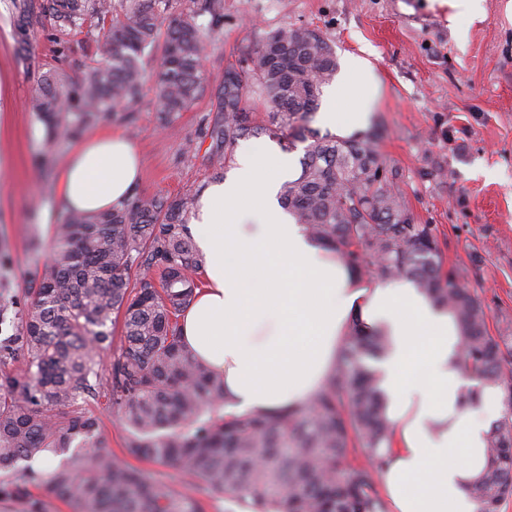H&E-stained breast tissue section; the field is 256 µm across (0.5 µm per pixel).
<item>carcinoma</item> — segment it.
I'll return each mask as SVG.
<instances>
[{"label":"carcinoma","instance_id":"obj_1","mask_svg":"<svg viewBox=\"0 0 512 512\" xmlns=\"http://www.w3.org/2000/svg\"><path fill=\"white\" fill-rule=\"evenodd\" d=\"M12 13L23 60L30 31H46L54 44L31 97L51 142L118 114L132 119L144 95L145 50L156 44L155 107L159 126L169 127L202 94L203 62L224 30V0H13ZM79 34L87 63L74 85L62 63ZM241 62L242 73L220 85L217 115L204 129L210 166L223 173L249 137L268 136L287 151L303 144L300 171L279 193L295 223L358 275L409 279L453 313L464 370L501 388L508 407L489 431L486 473L470 488L480 512H501L512 497V347L490 334L477 294L445 269L436 225L416 220L402 173L375 140L312 127L338 68L331 40L286 24L246 47ZM254 89L267 111L249 110ZM196 198L136 193L110 212H69L30 300H0V326L12 328L0 336V500L47 512L29 490L39 483L70 512H204L112 455L84 408L104 397L127 424L130 455L177 464L213 499L249 512H386L381 449L394 426L368 361L387 350L388 337L353 326L326 386L298 412H220L224 382L186 349L178 326L204 285L187 224ZM117 326L121 346L106 369ZM67 451L47 475L33 468L44 453ZM21 462L22 483L14 478Z\"/></svg>","mask_w":512,"mask_h":512}]
</instances>
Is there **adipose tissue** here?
I'll list each match as a JSON object with an SVG mask.
<instances>
[{
  "instance_id": "obj_1",
  "label": "adipose tissue",
  "mask_w": 512,
  "mask_h": 512,
  "mask_svg": "<svg viewBox=\"0 0 512 512\" xmlns=\"http://www.w3.org/2000/svg\"><path fill=\"white\" fill-rule=\"evenodd\" d=\"M379 95L371 61L348 55L324 90L323 126L363 128ZM294 158L268 145L236 156L232 176L199 192L188 227L204 256V286L183 312V344L224 380L228 414L292 413L334 370L354 322L384 329L376 364L395 427L381 477L388 512H479L470 495L487 463L486 437L502 392L476 388L458 365L461 330L406 280L366 284L335 252L309 240L280 207ZM142 161L118 131H92L66 154L56 192L67 210L101 213L136 191ZM479 389L478 409L463 407Z\"/></svg>"
}]
</instances>
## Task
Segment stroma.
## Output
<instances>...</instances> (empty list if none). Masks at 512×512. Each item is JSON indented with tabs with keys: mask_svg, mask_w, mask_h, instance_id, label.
<instances>
[{
	"mask_svg": "<svg viewBox=\"0 0 512 512\" xmlns=\"http://www.w3.org/2000/svg\"><path fill=\"white\" fill-rule=\"evenodd\" d=\"M512 0H484L486 17L458 40L446 0H224V31L205 61V90L174 125L159 128L155 70L133 121L106 120L139 148L140 194L180 196L211 180L199 133L213 117L219 80L260 34L304 25L328 36L337 58L367 56L381 94L366 134L403 171L400 185L415 215L438 228L445 258L482 300L491 333L512 336ZM53 46L45 32L27 36L19 57L12 0H0V297H24L50 263L64 211L58 166L74 141L47 142L27 100ZM113 454L204 502L205 512H241L209 499L173 464L128 457L122 417L89 403Z\"/></svg>",
	"mask_w": 512,
	"mask_h": 512,
	"instance_id": "35a3bbf8",
	"label": "stroma"
}]
</instances>
